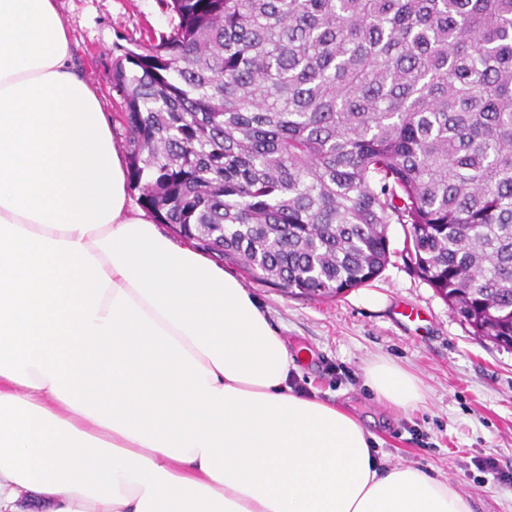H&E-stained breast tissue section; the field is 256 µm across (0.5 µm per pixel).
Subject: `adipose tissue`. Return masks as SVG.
<instances>
[{"label": "adipose tissue", "mask_w": 512, "mask_h": 512, "mask_svg": "<svg viewBox=\"0 0 512 512\" xmlns=\"http://www.w3.org/2000/svg\"><path fill=\"white\" fill-rule=\"evenodd\" d=\"M57 0H0V512H473L294 392L269 316L131 211ZM378 401L426 394L385 361Z\"/></svg>", "instance_id": "adipose-tissue-1"}]
</instances>
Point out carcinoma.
<instances>
[{
  "mask_svg": "<svg viewBox=\"0 0 512 512\" xmlns=\"http://www.w3.org/2000/svg\"><path fill=\"white\" fill-rule=\"evenodd\" d=\"M119 47L130 184L255 281L337 297L406 260L512 350V0H169Z\"/></svg>",
  "mask_w": 512,
  "mask_h": 512,
  "instance_id": "carcinoma-1",
  "label": "carcinoma"
}]
</instances>
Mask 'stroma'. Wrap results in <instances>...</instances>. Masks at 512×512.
Masks as SVG:
<instances>
[{
	"mask_svg": "<svg viewBox=\"0 0 512 512\" xmlns=\"http://www.w3.org/2000/svg\"><path fill=\"white\" fill-rule=\"evenodd\" d=\"M72 41V61L95 87L112 117V138L124 147L121 101L112 88L117 48L147 35L169 33L162 0H58ZM391 256L369 285L336 298L291 296L245 278L225 264L268 313L290 351L308 350L293 385L355 413L388 463L410 464L444 476L474 501L475 512H512V483L472 466L473 455L494 457L512 472V350L472 336L434 288L402 256V225L388 230ZM418 309L419 319L398 315ZM382 358L422 382L425 407L393 412L378 402L365 368Z\"/></svg>",
	"mask_w": 512,
	"mask_h": 512,
	"instance_id": "stroma-1",
	"label": "stroma"
}]
</instances>
